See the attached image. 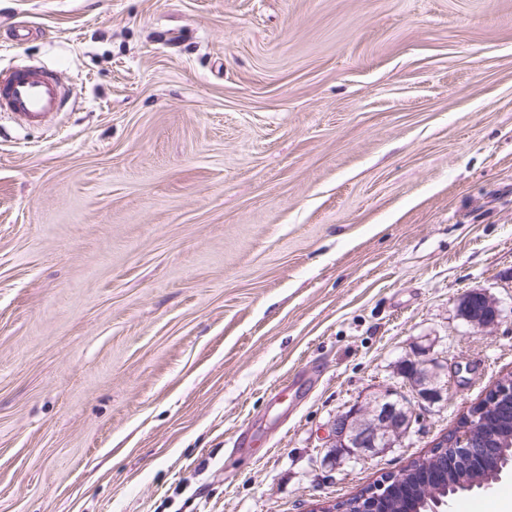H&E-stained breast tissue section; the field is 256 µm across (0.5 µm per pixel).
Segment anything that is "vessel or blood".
<instances>
[{
    "label": "vessel or blood",
    "mask_w": 512,
    "mask_h": 512,
    "mask_svg": "<svg viewBox=\"0 0 512 512\" xmlns=\"http://www.w3.org/2000/svg\"><path fill=\"white\" fill-rule=\"evenodd\" d=\"M65 95L53 70L17 67L0 76V112L31 126L63 109Z\"/></svg>",
    "instance_id": "obj_1"
}]
</instances>
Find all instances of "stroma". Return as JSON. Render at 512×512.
<instances>
[{
    "label": "stroma",
    "instance_id": "1",
    "mask_svg": "<svg viewBox=\"0 0 512 512\" xmlns=\"http://www.w3.org/2000/svg\"><path fill=\"white\" fill-rule=\"evenodd\" d=\"M0 512H310L512 372V0H0ZM497 301L481 329L458 313ZM434 357L401 445L331 424ZM65 95L53 70L16 67L0 79V112L10 114L21 126L40 123L60 112ZM461 316L471 325L489 328L497 323L499 310L495 301L485 293L471 291L466 294L460 304ZM440 365L435 361L422 362L407 373V381L412 384L420 397L430 403L441 398V391L438 389V378Z\"/></svg>",
    "mask_w": 512,
    "mask_h": 512
}]
</instances>
